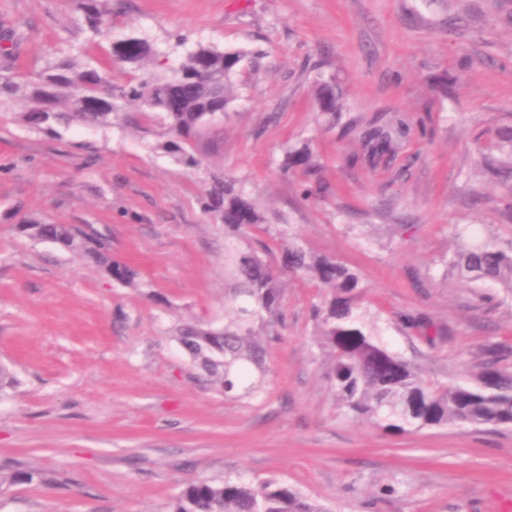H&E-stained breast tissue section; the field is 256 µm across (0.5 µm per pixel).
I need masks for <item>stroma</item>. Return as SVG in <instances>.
I'll return each mask as SVG.
<instances>
[{"label":"stroma","mask_w":512,"mask_h":512,"mask_svg":"<svg viewBox=\"0 0 512 512\" xmlns=\"http://www.w3.org/2000/svg\"><path fill=\"white\" fill-rule=\"evenodd\" d=\"M112 39L134 34L179 66L186 46L244 54L238 97L208 169L164 152L159 132L115 119L35 131L0 112V512H169L187 483L277 480L330 512H502L512 505V429L466 425L391 433L347 416L315 342L306 276L282 281L286 327L270 343L257 397L201 385L172 337L182 322H224V225L200 197L209 171L235 176L304 247L354 271L381 341L425 377L453 376L482 346L512 351V297L447 275L457 230L512 240L506 155L476 139L512 126V0H112ZM77 0H0V76L36 79L69 51L107 65L111 41L81 29ZM343 92L320 115L318 76ZM411 131L394 157H370L373 116ZM309 146L328 186L300 195L286 150ZM74 224L108 239L146 288L19 226ZM446 327L412 350L397 314ZM16 469L41 481L12 482ZM392 486L393 494L381 489Z\"/></svg>","instance_id":"35a3bbf8"}]
</instances>
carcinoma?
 <instances>
[{"label": "carcinoma", "mask_w": 512, "mask_h": 512, "mask_svg": "<svg viewBox=\"0 0 512 512\" xmlns=\"http://www.w3.org/2000/svg\"><path fill=\"white\" fill-rule=\"evenodd\" d=\"M87 30L94 35L110 31L112 0H80ZM111 62L142 67L156 63L159 55L151 45L129 36L111 43ZM241 54L199 43L169 76L153 77L112 92V81L95 67L80 66L62 52L43 68L35 82L0 77V111L10 109L18 96L32 103L19 119L35 130L80 122L110 127L117 109L115 99L143 105L139 119L163 126V147L188 167H201L220 145L224 114L236 98L235 76ZM182 107L168 111L169 100ZM320 112L331 118L341 110L336 84L322 81L316 89ZM409 131L401 119L390 130L372 121L362 132L371 156L394 155ZM485 149L508 150L512 159V126L499 127ZM301 170L307 179L301 186L304 199L326 192L315 177L311 152L304 146L286 152L281 163L285 173ZM205 205L224 220V271L231 280L225 295L229 302L224 325L184 322L174 337L202 371L203 380L226 397H256L265 389L269 369L266 344L285 327L281 279L289 274L312 278L329 289L316 309V343L328 356V378L344 412L386 431L405 433L464 423L476 427H512V367L501 361L506 354L497 345L483 348L485 360L473 371L459 370L451 381L426 378L420 368L378 341L373 321L359 303L360 281L356 273L336 258L306 250L284 230L270 231L257 202L240 181L222 172L210 175ZM34 240H49L106 270L124 287L144 288L137 269L112 259L108 242L93 240L71 224L29 221L19 225ZM261 230L276 241L278 262L266 255L269 243L253 241L251 232ZM449 271L470 288L500 283L512 291V241L485 238L458 250L447 262ZM402 330L412 345L435 348L445 339L420 314L399 315ZM171 512H329L319 501L276 481L255 484L242 478L222 482L199 479L188 483L172 504Z\"/></svg>", "instance_id": "cac0c4a2"}]
</instances>
